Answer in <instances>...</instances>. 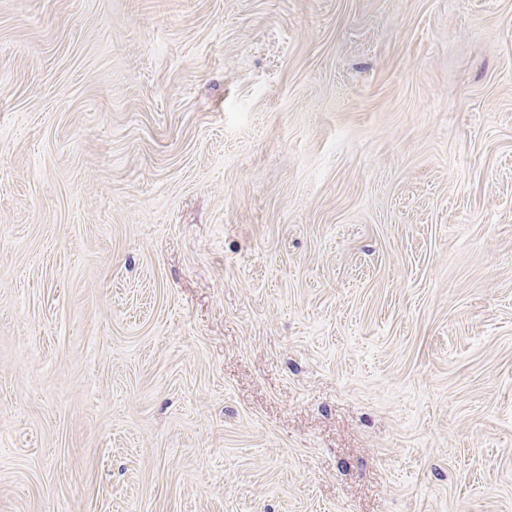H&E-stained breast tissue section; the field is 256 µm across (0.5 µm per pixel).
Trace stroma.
Segmentation results:
<instances>
[{
	"instance_id": "obj_1",
	"label": "stroma",
	"mask_w": 512,
	"mask_h": 512,
	"mask_svg": "<svg viewBox=\"0 0 512 512\" xmlns=\"http://www.w3.org/2000/svg\"><path fill=\"white\" fill-rule=\"evenodd\" d=\"M0 512H512V0H0Z\"/></svg>"
}]
</instances>
